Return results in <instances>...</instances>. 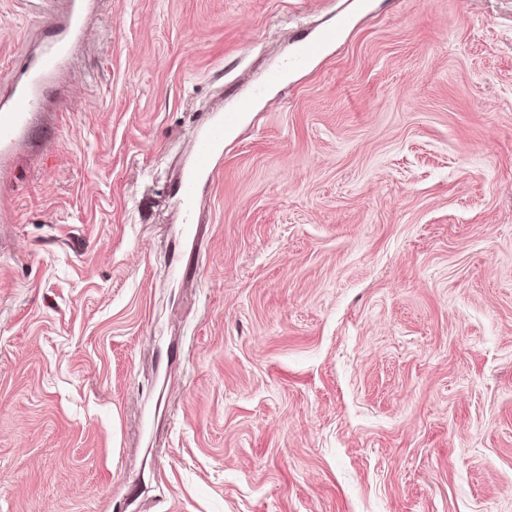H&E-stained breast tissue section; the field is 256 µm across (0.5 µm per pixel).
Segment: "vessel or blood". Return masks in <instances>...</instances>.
Returning a JSON list of instances; mask_svg holds the SVG:
<instances>
[{"label":"vessel or blood","instance_id":"obj_1","mask_svg":"<svg viewBox=\"0 0 512 512\" xmlns=\"http://www.w3.org/2000/svg\"><path fill=\"white\" fill-rule=\"evenodd\" d=\"M65 41L49 39L44 50L28 59L19 80L0 99V149L9 150L16 141L28 108L37 101L42 85L55 73L66 56ZM249 102H241L238 111L217 117L203 131L194 147V160L180 185L185 203H194L202 185L214 174L213 163L224 149V132L236 126Z\"/></svg>","mask_w":512,"mask_h":512}]
</instances>
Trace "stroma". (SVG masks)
Segmentation results:
<instances>
[{
  "instance_id": "35a3bbf8",
  "label": "stroma",
  "mask_w": 512,
  "mask_h": 512,
  "mask_svg": "<svg viewBox=\"0 0 512 512\" xmlns=\"http://www.w3.org/2000/svg\"><path fill=\"white\" fill-rule=\"evenodd\" d=\"M68 9L0 0L1 89ZM87 25L0 155V512H512V0ZM346 22L347 20L345 18H341L336 24V27L325 31L319 39L308 43L303 54L296 60L295 65L301 67L309 59L322 55L327 47L335 43L340 37V33L345 27ZM249 107L250 102L243 101L237 111L218 116L195 143L193 164L180 185L181 195L188 205L195 202L202 185L214 174V160L224 149V131L236 126Z\"/></svg>"
}]
</instances>
